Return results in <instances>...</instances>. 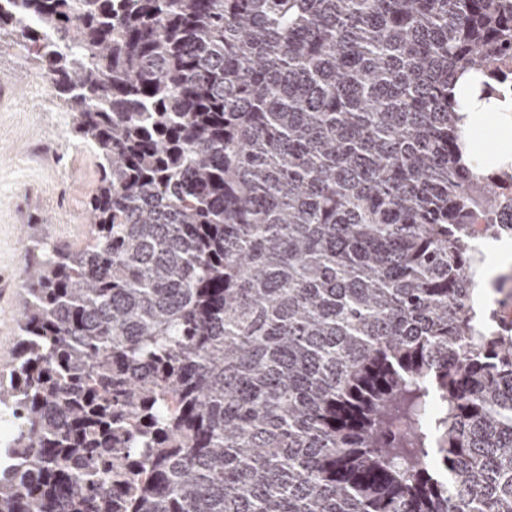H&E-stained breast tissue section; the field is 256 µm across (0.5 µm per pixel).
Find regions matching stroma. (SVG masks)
<instances>
[{
	"label": "stroma",
	"mask_w": 512,
	"mask_h": 512,
	"mask_svg": "<svg viewBox=\"0 0 512 512\" xmlns=\"http://www.w3.org/2000/svg\"><path fill=\"white\" fill-rule=\"evenodd\" d=\"M62 102L13 36L0 37V366L17 352L18 301L32 237L73 248L88 234L86 201L98 180L88 149L59 138Z\"/></svg>",
	"instance_id": "obj_1"
}]
</instances>
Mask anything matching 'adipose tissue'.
<instances>
[{"label": "adipose tissue", "instance_id": "adipose-tissue-1", "mask_svg": "<svg viewBox=\"0 0 512 512\" xmlns=\"http://www.w3.org/2000/svg\"><path fill=\"white\" fill-rule=\"evenodd\" d=\"M482 74L476 68L466 69L455 81L452 95L461 105V135L467 143L464 161L477 170H485L486 164L476 149L478 135L488 124H495L505 132L495 147V168L512 165V91L491 95L481 91Z\"/></svg>", "mask_w": 512, "mask_h": 512}]
</instances>
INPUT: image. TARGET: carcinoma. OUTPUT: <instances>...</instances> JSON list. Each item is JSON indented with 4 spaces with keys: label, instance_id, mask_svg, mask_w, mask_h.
<instances>
[{
    "label": "carcinoma",
    "instance_id": "cac0c4a2",
    "mask_svg": "<svg viewBox=\"0 0 512 512\" xmlns=\"http://www.w3.org/2000/svg\"><path fill=\"white\" fill-rule=\"evenodd\" d=\"M100 178L27 249L0 512H512L449 87L512 0H0Z\"/></svg>",
    "mask_w": 512,
    "mask_h": 512
}]
</instances>
